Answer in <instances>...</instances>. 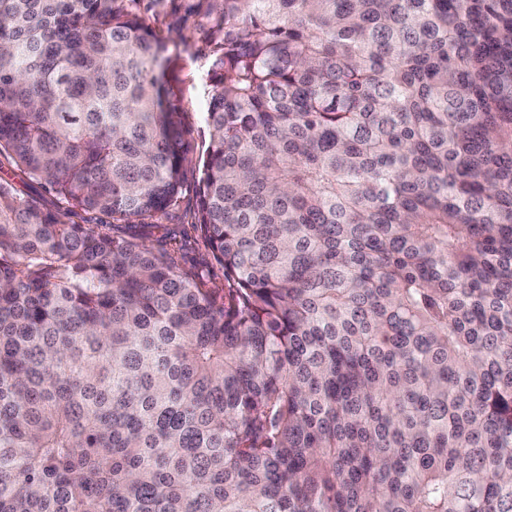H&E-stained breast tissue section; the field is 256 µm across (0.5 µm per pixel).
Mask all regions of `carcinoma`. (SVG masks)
I'll return each mask as SVG.
<instances>
[{
  "label": "carcinoma",
  "mask_w": 512,
  "mask_h": 512,
  "mask_svg": "<svg viewBox=\"0 0 512 512\" xmlns=\"http://www.w3.org/2000/svg\"><path fill=\"white\" fill-rule=\"evenodd\" d=\"M199 2L227 294L167 43L0 0V512H512V0ZM0 176L5 180L11 181L21 197L34 198L48 207H52L56 203L54 194L49 192L47 188L36 182L29 181L19 171L14 170L7 164L2 166Z\"/></svg>",
  "instance_id": "obj_1"
}]
</instances>
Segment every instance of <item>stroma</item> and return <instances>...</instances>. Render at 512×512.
Here are the masks:
<instances>
[{
  "instance_id": "stroma-1",
  "label": "stroma",
  "mask_w": 512,
  "mask_h": 512,
  "mask_svg": "<svg viewBox=\"0 0 512 512\" xmlns=\"http://www.w3.org/2000/svg\"><path fill=\"white\" fill-rule=\"evenodd\" d=\"M129 10L165 38L171 63L167 80L173 91L189 147L190 165L184 171V186L178 207L165 223L173 238L172 246L180 267H205L210 283L225 287L224 270L210 253L205 240L195 231V186L199 174L193 163L208 146L203 122L207 93L212 88L210 73L213 58L199 28L202 16L197 0H130Z\"/></svg>"
}]
</instances>
